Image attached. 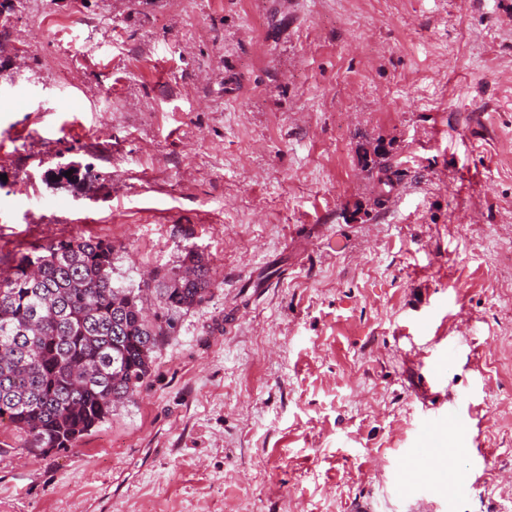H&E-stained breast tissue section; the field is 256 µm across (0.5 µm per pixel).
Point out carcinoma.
Returning a JSON list of instances; mask_svg holds the SVG:
<instances>
[{"label":"carcinoma","instance_id":"carcinoma-1","mask_svg":"<svg viewBox=\"0 0 512 512\" xmlns=\"http://www.w3.org/2000/svg\"><path fill=\"white\" fill-rule=\"evenodd\" d=\"M112 243L64 237L0 271V423L42 454L73 448L134 400L152 372L174 314L200 303L210 285L204 253L163 275L164 313L149 318L145 282L117 287Z\"/></svg>","mask_w":512,"mask_h":512}]
</instances>
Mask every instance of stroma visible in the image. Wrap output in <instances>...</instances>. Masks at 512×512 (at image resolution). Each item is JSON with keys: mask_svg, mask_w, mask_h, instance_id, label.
Segmentation results:
<instances>
[{"mask_svg": "<svg viewBox=\"0 0 512 512\" xmlns=\"http://www.w3.org/2000/svg\"><path fill=\"white\" fill-rule=\"evenodd\" d=\"M0 7V267L98 236L117 284L211 268L79 447L0 424V512H512V0ZM453 400L474 490L396 493Z\"/></svg>", "mask_w": 512, "mask_h": 512, "instance_id": "35a3bbf8", "label": "stroma"}]
</instances>
